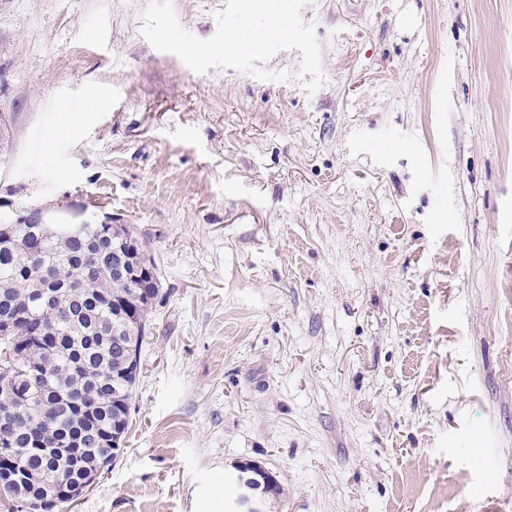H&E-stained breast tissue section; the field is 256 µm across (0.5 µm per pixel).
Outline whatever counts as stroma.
<instances>
[{
    "instance_id": "obj_1",
    "label": "stroma",
    "mask_w": 512,
    "mask_h": 512,
    "mask_svg": "<svg viewBox=\"0 0 512 512\" xmlns=\"http://www.w3.org/2000/svg\"><path fill=\"white\" fill-rule=\"evenodd\" d=\"M149 0H0V220L129 224L161 289L123 450L67 512H512V0H309L196 74ZM206 39L223 0H172ZM254 466L241 464L238 466L237 472L234 474L236 483L235 496L231 505L232 512H261V498L258 496V484L254 479L245 477L243 473L249 472L248 466Z\"/></svg>"
}]
</instances>
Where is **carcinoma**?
I'll return each mask as SVG.
<instances>
[{
	"label": "carcinoma",
	"instance_id": "obj_1",
	"mask_svg": "<svg viewBox=\"0 0 512 512\" xmlns=\"http://www.w3.org/2000/svg\"><path fill=\"white\" fill-rule=\"evenodd\" d=\"M63 227L0 224L13 243L0 246V319L14 321L0 340V363L15 356L16 369L0 367V391L22 392L30 407L0 403V452L11 467L0 473V496L23 512L20 494L38 493L41 472L66 483L93 481L99 464L115 461L116 425L127 433L144 337L160 288L158 275L119 286L112 273V240L94 224L83 239ZM125 247L147 253L146 241L119 227ZM42 325L48 340L36 345L30 330ZM81 387L88 403L78 409L69 395Z\"/></svg>",
	"mask_w": 512,
	"mask_h": 512
}]
</instances>
